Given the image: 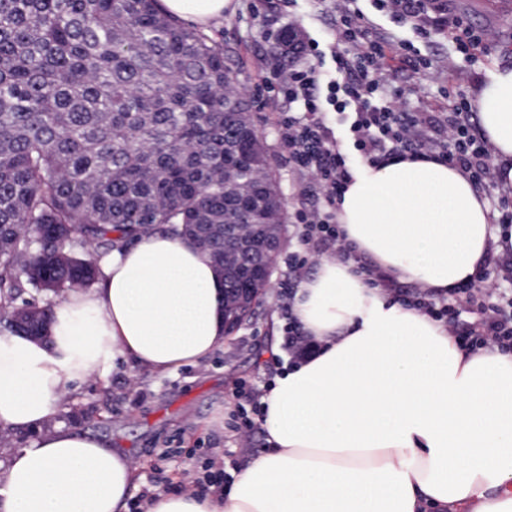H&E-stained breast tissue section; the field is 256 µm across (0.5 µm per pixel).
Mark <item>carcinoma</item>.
Wrapping results in <instances>:
<instances>
[{
  "instance_id": "1",
  "label": "carcinoma",
  "mask_w": 512,
  "mask_h": 512,
  "mask_svg": "<svg viewBox=\"0 0 512 512\" xmlns=\"http://www.w3.org/2000/svg\"><path fill=\"white\" fill-rule=\"evenodd\" d=\"M238 71L210 36L158 0H0V312L11 331L41 340L59 299L91 287L103 253L170 230L222 268L232 331L265 287L267 255L236 246L225 204L258 187L252 224L282 220L284 202L265 136ZM27 262L29 273L18 270Z\"/></svg>"
}]
</instances>
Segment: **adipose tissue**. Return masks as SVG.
Masks as SVG:
<instances>
[{"mask_svg": "<svg viewBox=\"0 0 512 512\" xmlns=\"http://www.w3.org/2000/svg\"><path fill=\"white\" fill-rule=\"evenodd\" d=\"M206 28L233 0H160ZM475 110L495 178L512 185V67ZM355 257L321 259L291 311L315 343L261 399L266 451L220 498L157 494L148 512H512V356L462 348L445 324L356 273L448 289L476 274L503 228L459 170L395 159L355 174L336 204ZM99 284L52 307L50 343L0 340V427L39 430L0 468V512H123L136 468L104 439L55 426L72 382L123 358L153 373L225 340L224 280L192 241L150 232L98 260Z\"/></svg>", "mask_w": 512, "mask_h": 512, "instance_id": "1", "label": "adipose tissue"}]
</instances>
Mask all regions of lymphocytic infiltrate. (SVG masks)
Wrapping results in <instances>:
<instances>
[{"instance_id": "1", "label": "lymphocytic infiltrate", "mask_w": 512, "mask_h": 512, "mask_svg": "<svg viewBox=\"0 0 512 512\" xmlns=\"http://www.w3.org/2000/svg\"><path fill=\"white\" fill-rule=\"evenodd\" d=\"M329 15L334 40L328 45L292 23L276 34L271 63L289 58L277 76L278 133L290 168L306 178L293 214L307 253L348 260L352 251L336 222V200L351 182V156L376 166L394 158L432 159L466 173L476 187L494 177V157L482 138L467 96L453 93L444 112H410L397 71L419 72L428 62L414 46L372 26L359 9L336 0H315ZM378 9L421 34L448 31L456 50L472 60L475 48L491 51L499 39L472 27L452 0H375ZM512 251L489 256L484 266L448 293L418 285H395L399 301L442 322L461 346L475 352H512Z\"/></svg>"}]
</instances>
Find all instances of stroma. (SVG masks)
I'll use <instances>...</instances> for the list:
<instances>
[{
	"label": "stroma",
	"mask_w": 512,
	"mask_h": 512,
	"mask_svg": "<svg viewBox=\"0 0 512 512\" xmlns=\"http://www.w3.org/2000/svg\"><path fill=\"white\" fill-rule=\"evenodd\" d=\"M235 12L218 25L224 49L240 74L237 92L254 104V115L264 131L273 157V172L287 209H294L305 186L304 178L289 170L278 135L275 77L267 65L276 31L289 21L302 23L312 37L330 38L332 30L318 20L310 0H299L290 13H279L255 0H234ZM468 22L477 29L496 27L500 51L476 52L467 62L457 53L447 33L420 43L430 62L427 70L403 74L409 110L443 112L448 89L455 86L477 95L478 85L497 65H512V0H457ZM300 250L295 227L284 221L276 268L249 321L226 338L223 348L198 365L169 374H155L119 359L104 375L72 383L55 417L57 424L96 437L111 439L125 449L137 467L130 490L138 495L156 480L180 483L201 476L234 473L261 455L268 443L258 416L252 415L249 392H268L274 377L273 361L289 362L283 349L286 298L280 290L288 278V258Z\"/></svg>",
	"instance_id": "stroma-1"
}]
</instances>
